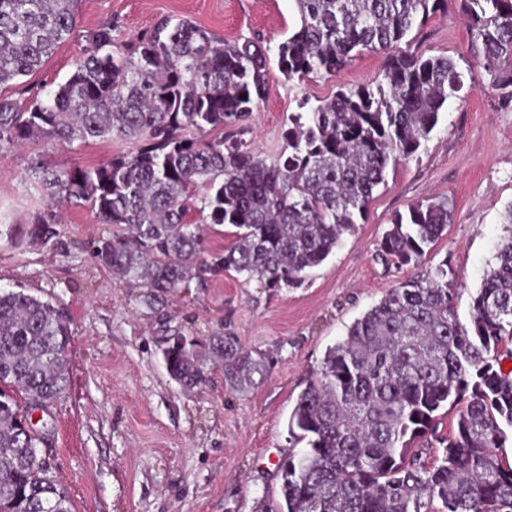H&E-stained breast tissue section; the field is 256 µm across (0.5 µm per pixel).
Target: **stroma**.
<instances>
[{"label":"stroma","instance_id":"obj_1","mask_svg":"<svg viewBox=\"0 0 512 512\" xmlns=\"http://www.w3.org/2000/svg\"><path fill=\"white\" fill-rule=\"evenodd\" d=\"M165 15L193 20L227 40L253 37L273 48L299 23L294 0H79L70 40L5 93L27 106L32 88H53L72 74L87 31L109 24L124 43ZM471 40L453 2L409 34L405 50L452 58L465 71L464 86L417 153L390 162L363 220L296 288L266 291L229 271L206 287L179 289L164 309H148L144 285L117 280L94 257L111 225L80 203L47 204L31 176L36 166L95 168L134 150V143L0 148V217L16 227L13 235H0V290H21L63 308L74 331L68 388L33 415L40 453L50 458L72 512H256L262 500H277V465L292 450L288 416L308 377L358 317L414 273L378 258L392 219L412 204L445 199L453 210L424 264L447 263L459 320L469 324L472 298L508 237L504 214L512 204V106L486 89V76L472 64ZM385 63L384 54L366 51L336 76L304 82L271 69L247 141L274 161L299 98L374 84ZM44 215L57 221V235L47 242L28 233ZM169 330L190 337L233 332L246 349L265 355L268 376L239 393L225 387L223 368L211 363L202 385L184 389L162 360Z\"/></svg>","mask_w":512,"mask_h":512}]
</instances>
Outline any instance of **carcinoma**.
Wrapping results in <instances>:
<instances>
[{"mask_svg":"<svg viewBox=\"0 0 512 512\" xmlns=\"http://www.w3.org/2000/svg\"><path fill=\"white\" fill-rule=\"evenodd\" d=\"M301 25L277 46L290 81L330 77L364 50L387 53L371 88L339 87L298 102L283 132L286 152L269 164L243 138L265 100L269 48L227 41L187 18L165 16L124 44L112 26L85 35L72 75L23 109L0 94V148L47 140L138 143L92 169L33 176L53 202L83 201L112 237L99 264L148 288L157 310L195 280L204 288L228 271L268 290L295 288L363 217L389 162L413 156L464 82L446 56L399 50L447 0H295ZM78 0H0V89L38 71L74 33ZM478 65L504 105L512 104V0H460ZM236 228L212 250L198 225ZM452 220L448 200L398 213L381 241L388 267L414 277L329 347L288 417L289 443L307 442L278 464L280 499L260 512H512V464L497 450L512 434V374L497 347L512 338V204L508 238L460 323L448 264L422 266L425 248ZM34 238L56 236L40 217ZM64 313L23 291L0 292V512H72L50 459L31 456L39 438L20 429L21 402L47 406L69 384ZM169 376L186 389L206 380V361L224 365L234 391L268 373L262 354L237 336L165 341ZM457 409L456 430L437 434V412ZM441 448L423 459L417 439ZM441 502V509L433 507Z\"/></svg>","mask_w":512,"mask_h":512,"instance_id":"carcinoma-1","label":"carcinoma"}]
</instances>
